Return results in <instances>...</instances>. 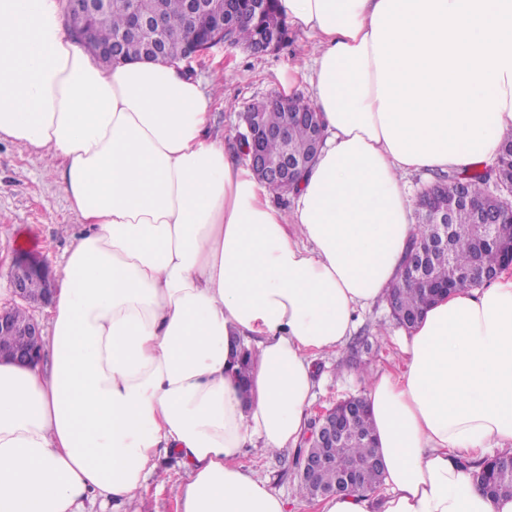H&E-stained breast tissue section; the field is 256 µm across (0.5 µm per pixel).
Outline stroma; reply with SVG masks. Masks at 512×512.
Wrapping results in <instances>:
<instances>
[{"label": "stroma", "mask_w": 512, "mask_h": 512, "mask_svg": "<svg viewBox=\"0 0 512 512\" xmlns=\"http://www.w3.org/2000/svg\"><path fill=\"white\" fill-rule=\"evenodd\" d=\"M310 37L290 27L288 39L276 52L255 55L242 48H216L196 66L194 75L206 86L222 88V99L212 109L213 125L228 136L241 130L240 112L261 99L276 95L281 81L294 65L305 61ZM233 109H225V101ZM81 226L80 219L68 208L65 194L55 177L46 170L36 151L19 143L0 141V283L9 284L14 263L34 259L47 270L61 266L70 242L68 230ZM386 303L358 311L354 336L358 345H344L333 357L314 362L319 386L314 408L364 392L366 374L394 368L399 362L395 343L401 335ZM298 451L286 448L271 455L258 448L244 449L240 462L256 477L268 480L270 488L286 502L299 499ZM164 484H149L141 496L125 505L124 512H176V496L186 474L178 459L159 460Z\"/></svg>", "instance_id": "1"}]
</instances>
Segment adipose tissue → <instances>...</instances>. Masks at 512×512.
Listing matches in <instances>:
<instances>
[{
  "instance_id": "obj_1",
  "label": "adipose tissue",
  "mask_w": 512,
  "mask_h": 512,
  "mask_svg": "<svg viewBox=\"0 0 512 512\" xmlns=\"http://www.w3.org/2000/svg\"><path fill=\"white\" fill-rule=\"evenodd\" d=\"M66 0H0V141L39 152L82 222L44 363H0V512H114L159 454L178 512H287L240 462L297 444L312 360L386 299L417 231L408 178L493 164L512 133V0H278L311 33L325 145L272 204L181 66H99ZM363 397L383 491L317 512H512L473 476L512 454V273L427 307ZM252 352L240 376L243 349Z\"/></svg>"
}]
</instances>
